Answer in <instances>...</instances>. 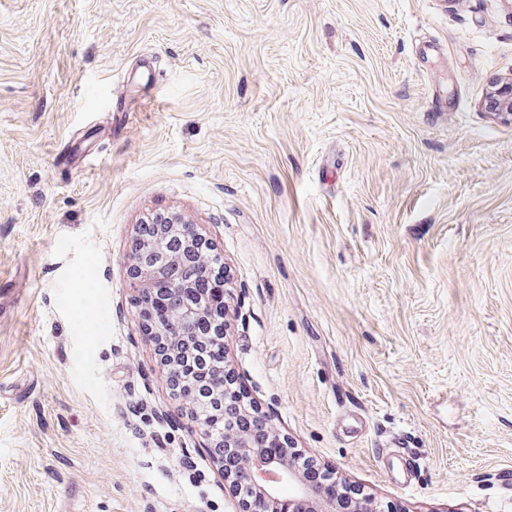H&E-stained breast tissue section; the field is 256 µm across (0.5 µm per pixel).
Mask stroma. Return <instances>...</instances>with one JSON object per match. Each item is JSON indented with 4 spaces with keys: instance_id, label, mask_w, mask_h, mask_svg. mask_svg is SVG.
I'll use <instances>...</instances> for the list:
<instances>
[{
    "instance_id": "1",
    "label": "stroma",
    "mask_w": 512,
    "mask_h": 512,
    "mask_svg": "<svg viewBox=\"0 0 512 512\" xmlns=\"http://www.w3.org/2000/svg\"><path fill=\"white\" fill-rule=\"evenodd\" d=\"M510 77L512 0H0V512H236L135 303L164 211L296 451L512 512ZM490 106L499 114L510 116L512 120V78L503 81L490 96ZM140 224H164L169 234L185 235V248L193 254L196 261L205 265L207 255L203 251L208 250L207 242L193 229L192 223L182 214L176 212H160L147 217ZM155 252L153 245L145 237H139L130 273L132 279L141 284V288H144L143 293L148 292V288H151L155 277L163 267L171 264L174 260V257H170L160 263L157 261Z\"/></svg>"
}]
</instances>
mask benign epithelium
I'll use <instances>...</instances> for the list:
<instances>
[{"instance_id": "1", "label": "benign epithelium", "mask_w": 512, "mask_h": 512, "mask_svg": "<svg viewBox=\"0 0 512 512\" xmlns=\"http://www.w3.org/2000/svg\"><path fill=\"white\" fill-rule=\"evenodd\" d=\"M490 106L504 116L512 117V78L502 82L490 96ZM146 224H164L170 234L185 236V248L196 261L207 263L205 250L207 242L193 229L192 223L182 214L160 212L144 220ZM157 261L155 249L146 238L138 239L131 265L132 279L148 292L154 279L163 267L171 264ZM206 319L205 312L189 308L177 315L170 324L154 331L156 336H171L185 321ZM258 426L265 429L267 436L284 449V456L270 457L263 446L243 431L224 433V448L228 453L219 463L224 481L232 486L244 484L252 492V499L239 501V512H339L334 500L322 497L318 487L308 483L294 465L295 452L287 439L268 426L261 415H256Z\"/></svg>"}]
</instances>
